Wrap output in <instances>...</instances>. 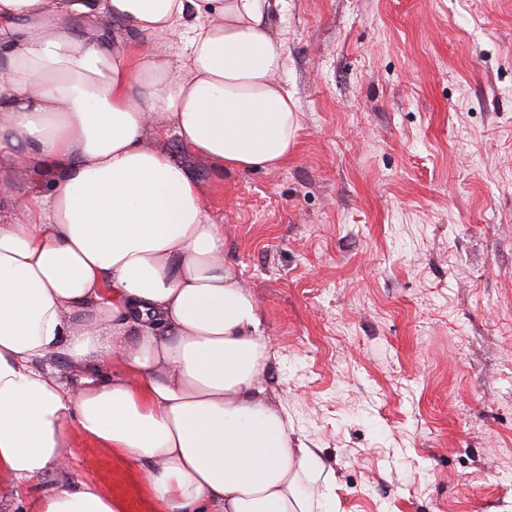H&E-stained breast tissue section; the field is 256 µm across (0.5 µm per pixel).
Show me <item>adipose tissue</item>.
<instances>
[{"label":"adipose tissue","mask_w":512,"mask_h":512,"mask_svg":"<svg viewBox=\"0 0 512 512\" xmlns=\"http://www.w3.org/2000/svg\"><path fill=\"white\" fill-rule=\"evenodd\" d=\"M268 6L0 0V199L8 171L32 174L0 220V502L69 467L73 425L139 467L149 512H330L323 464L263 396L270 347L224 227L148 144L176 135L228 171L287 163L299 118ZM32 512L127 506L79 479Z\"/></svg>","instance_id":"ef3b65f1"}]
</instances>
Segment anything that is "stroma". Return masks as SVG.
Wrapping results in <instances>:
<instances>
[{"label":"stroma","mask_w":512,"mask_h":512,"mask_svg":"<svg viewBox=\"0 0 512 512\" xmlns=\"http://www.w3.org/2000/svg\"><path fill=\"white\" fill-rule=\"evenodd\" d=\"M286 166L162 147L224 227L273 352L265 395L336 512H512V0H280ZM70 470L149 512L134 465Z\"/></svg>","instance_id":"stroma-1"}]
</instances>
